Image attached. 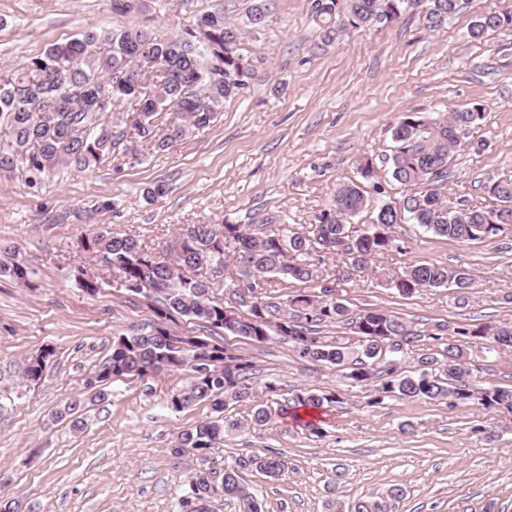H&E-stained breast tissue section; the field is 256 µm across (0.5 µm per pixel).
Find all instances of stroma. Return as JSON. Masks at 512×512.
<instances>
[{
  "instance_id": "obj_1",
  "label": "stroma",
  "mask_w": 512,
  "mask_h": 512,
  "mask_svg": "<svg viewBox=\"0 0 512 512\" xmlns=\"http://www.w3.org/2000/svg\"><path fill=\"white\" fill-rule=\"evenodd\" d=\"M313 0H273L262 34L245 39L244 54L262 65L245 91L225 101L217 121L150 156L126 138L109 161L58 171L39 190L20 172L0 171V244L15 247L30 268L28 281L0 280V495L23 512H174L175 497L198 466L172 455L179 432L212 415L200 403L170 411L167 398L185 387L188 370L109 383L110 397L87 405L75 431L55 413L82 390V380L112 352V338L151 327L156 304L129 293L99 261L87 260L81 238L98 226L134 234L151 247L169 244L179 227L229 222L257 231L267 215L294 228L311 224L338 185L374 179L400 198L387 158L391 129L405 113L435 117L469 103L484 106L480 125L448 164L451 202L486 205L489 182L512 178V29L468 36L477 18L512 9V0H459L454 15L429 27L424 8L401 7L391 23L347 28L322 42ZM252 0H170L157 10L142 0L120 15L112 0H0V71L16 69L53 43L88 27L151 25L167 36L198 16L223 11L241 22ZM162 196L146 202V188ZM114 202L103 210L104 202ZM399 252L365 269L344 257L325 260L340 296L356 309L382 308L421 329L438 322H512V232L493 242L461 243L415 224L395 226ZM464 266L475 273L466 307L450 288L403 297L390 278L415 262ZM103 282L83 292L75 270ZM54 349L40 381L23 384L22 370L43 348ZM254 363L258 401L273 423L225 435L216 463L239 454L281 453L287 472L248 482L270 512H326L335 467L340 492L358 499L399 485L407 495L395 512H512V419L478 404L455 408L429 400L387 399L368 406V393L342 374L299 359L288 343H239ZM278 381V396L264 394ZM336 391L341 404L291 410L297 388ZM321 436L302 429L305 421ZM497 425L494 439L485 427Z\"/></svg>"
}]
</instances>
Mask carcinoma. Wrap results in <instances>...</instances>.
<instances>
[{"label": "carcinoma", "instance_id": "carcinoma-1", "mask_svg": "<svg viewBox=\"0 0 512 512\" xmlns=\"http://www.w3.org/2000/svg\"><path fill=\"white\" fill-rule=\"evenodd\" d=\"M246 20L238 23L222 12L201 14L196 23L179 33L162 37L142 25L124 30H83L66 42L49 45L13 74H0V170H19L28 186H42L63 168H88L112 156V150L132 130L150 153L163 152L176 141L210 127L224 101L239 95L255 77L258 65L243 55L240 46L249 34L265 30L271 18L272 0H253ZM412 0H314L313 9L321 35L335 37L344 28L372 27L391 22L400 6ZM459 7L458 0H428L426 19L432 28L441 26ZM512 29V10L484 15L469 27L468 35L481 40L490 30ZM224 66V80L216 83V63ZM82 87L91 93L106 89L113 107L133 106L141 121L126 124L124 118L93 112L86 97L73 93ZM484 118L478 104L452 110L446 116L425 118L402 115L392 127L394 150L389 157L391 178L403 188L399 199L380 202L372 217V229L355 239L354 255L348 257L336 245V237L349 230V218L367 206L366 190L359 184L336 189L330 205L315 216L312 228L296 231L281 224L275 232L247 233L238 224H194L180 229L181 249L161 254L135 235H118L98 227L84 237L87 254L104 257L112 272L134 285L143 275L160 284L154 297L164 319L185 317L210 331L224 329V305L213 298L212 285L230 280L224 290L238 283L248 292L243 306L252 317L285 328L286 340L299 357L317 366L346 371L352 385L369 391L368 405L385 398L422 399L449 405L477 403L487 409L512 411V387L487 384L469 362L470 350L482 345L500 357L512 352V323L456 326L437 323L425 332L401 317L383 310H353L336 296V289L319 284V294H299L281 303L265 291L272 277L302 283L319 278L314 256L319 253L348 257L362 266L380 255L399 252L392 228L411 222L435 236L459 242L493 241L512 226V179L487 186L493 206L460 207L448 203L442 192L448 162L454 148ZM419 186L426 190L418 192ZM27 266L15 260V251L0 247V279L23 280ZM474 280L463 266L416 262L393 281L402 296L426 288L450 287L467 302ZM336 324L352 331L345 336H320V327ZM429 341L426 349L416 348ZM194 351L171 343L168 330L154 326L148 331L121 334L112 341V353L84 380L90 400L103 401L108 393L100 387L119 376L144 377L167 369L191 373L189 384L169 394V407L181 412L206 402L214 416L187 428L174 441L171 452L192 454L201 467L191 473L187 490L177 500L179 512H208L213 500L210 488L224 483L222 498L234 499L246 512H268L264 499L244 483L242 474L278 478L288 470L278 453L239 455L217 472L210 456L228 430L243 423L224 419L226 406L252 404L249 424L265 426L272 412L256 403L251 375L254 365L244 360L224 369L214 359L208 372L191 364ZM414 365L404 368L407 358ZM45 363L34 357L23 368L25 382L41 379ZM289 401L296 407L322 408L341 402L334 392L299 388ZM85 398L79 394L56 412L71 419L75 430L84 429L80 412ZM406 490L393 485L386 494L359 498L347 504L333 499L328 512H394Z\"/></svg>", "mask_w": 512, "mask_h": 512}]
</instances>
